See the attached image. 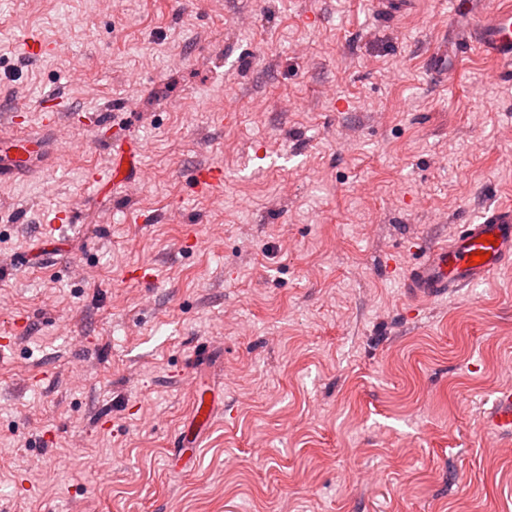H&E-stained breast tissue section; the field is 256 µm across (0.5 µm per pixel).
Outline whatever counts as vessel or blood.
<instances>
[{"instance_id":"obj_1","label":"vessel or blood","mask_w":512,"mask_h":512,"mask_svg":"<svg viewBox=\"0 0 512 512\" xmlns=\"http://www.w3.org/2000/svg\"><path fill=\"white\" fill-rule=\"evenodd\" d=\"M453 15L465 21L469 33L466 45L476 46L480 53L503 67L512 66V5L507 0L492 8L479 0H454ZM48 153L43 136L32 133L20 138L0 141V185L7 186L29 176ZM196 189L212 191L224 180L222 168L203 167L191 174ZM485 253L486 261L474 264L470 258ZM512 264V203L498 201L485 208L479 220L459 227L447 242L423 246L422 256L408 273L405 285L413 295L435 298L462 292L485 280L504 266ZM215 417L211 399L196 396L192 408L190 430L183 437L188 447H198L202 430L208 429ZM485 428L512 439V387L498 389L484 416Z\"/></svg>"}]
</instances>
